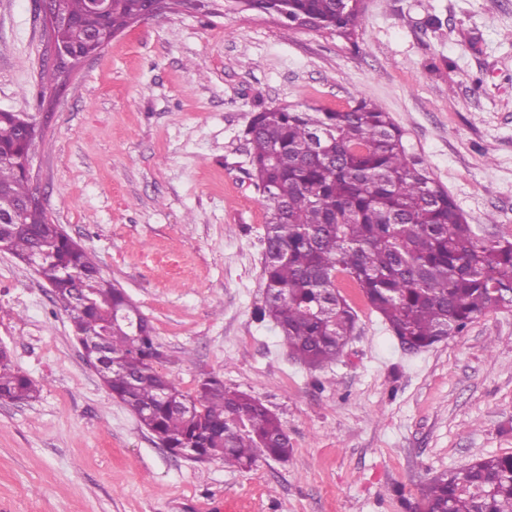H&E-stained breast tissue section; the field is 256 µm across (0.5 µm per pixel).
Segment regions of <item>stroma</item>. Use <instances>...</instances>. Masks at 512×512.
Returning <instances> with one entry per match:
<instances>
[{
    "label": "stroma",
    "mask_w": 512,
    "mask_h": 512,
    "mask_svg": "<svg viewBox=\"0 0 512 512\" xmlns=\"http://www.w3.org/2000/svg\"><path fill=\"white\" fill-rule=\"evenodd\" d=\"M347 41L228 0L117 34L41 101L46 29L0 0V109L44 112L47 214L154 328L159 372L258 398L285 461L170 454L87 365L34 270L0 253V346L40 385L0 401V512H410L433 475L512 454V307L409 352L358 289L343 355L293 359L263 300L265 210L245 130L267 108L388 112L468 223L512 231V0H363Z\"/></svg>",
    "instance_id": "obj_1"
}]
</instances>
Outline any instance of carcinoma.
Masks as SVG:
<instances>
[{
    "label": "carcinoma",
    "instance_id": "1",
    "mask_svg": "<svg viewBox=\"0 0 512 512\" xmlns=\"http://www.w3.org/2000/svg\"><path fill=\"white\" fill-rule=\"evenodd\" d=\"M244 11L275 14L348 38L362 25L352 0H234ZM76 19L63 31L87 45L101 26L87 0H61ZM143 0H111L107 26L125 30ZM21 115L0 112V213L32 194L22 173L39 134ZM265 208L260 320L279 329L291 356L311 366L336 360L356 325L337 281L346 277L371 309L413 349L461 331L474 319L512 307V233L484 232L405 146L388 113L365 100L345 110L274 107L257 113L246 132ZM20 224L0 223V252L27 264L52 288L54 303L83 334L86 350L104 355L112 396L173 452L196 449L248 468L263 455L285 460L288 433L263 403L213 377L195 394L153 366L156 340L144 316L131 314L126 292L41 209ZM36 382L0 356V394L29 401ZM186 401L193 410L173 407ZM418 504L433 512H512V455L475 461L470 472L446 471L427 481Z\"/></svg>",
    "mask_w": 512,
    "mask_h": 512
}]
</instances>
